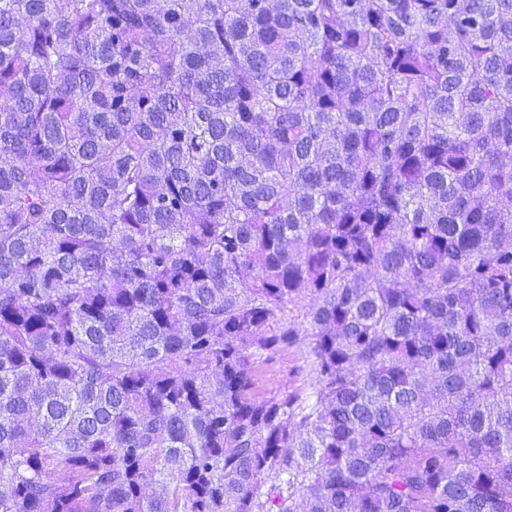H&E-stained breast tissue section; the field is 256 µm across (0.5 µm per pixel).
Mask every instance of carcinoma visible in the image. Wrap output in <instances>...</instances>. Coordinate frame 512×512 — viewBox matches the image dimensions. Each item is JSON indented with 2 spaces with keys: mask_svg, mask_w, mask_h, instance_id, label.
<instances>
[{
  "mask_svg": "<svg viewBox=\"0 0 512 512\" xmlns=\"http://www.w3.org/2000/svg\"><path fill=\"white\" fill-rule=\"evenodd\" d=\"M0 512H512V0H0ZM309 340L300 336L294 344L271 352L267 359L254 365L257 396L270 398L283 392L305 394L313 381L308 358Z\"/></svg>",
  "mask_w": 512,
  "mask_h": 512,
  "instance_id": "obj_1",
  "label": "carcinoma"
}]
</instances>
